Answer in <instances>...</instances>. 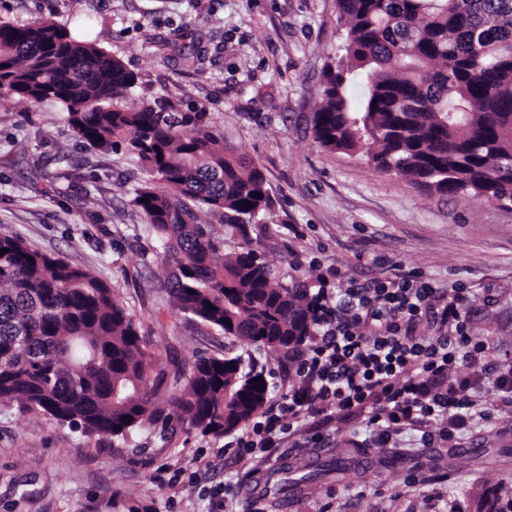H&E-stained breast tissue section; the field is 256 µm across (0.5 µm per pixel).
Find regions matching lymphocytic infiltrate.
<instances>
[{
	"label": "lymphocytic infiltrate",
	"mask_w": 512,
	"mask_h": 512,
	"mask_svg": "<svg viewBox=\"0 0 512 512\" xmlns=\"http://www.w3.org/2000/svg\"><path fill=\"white\" fill-rule=\"evenodd\" d=\"M319 278L314 333L287 359L295 383L231 452L278 448L302 430L309 443H328L319 425L330 414L364 416L381 443L412 430L423 447L441 440L453 448L474 417L512 414V354L470 336L466 288L405 274L346 285L335 267Z\"/></svg>",
	"instance_id": "obj_1"
}]
</instances>
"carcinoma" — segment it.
Returning <instances> with one entry per match:
<instances>
[{
  "label": "carcinoma",
  "mask_w": 512,
  "mask_h": 512,
  "mask_svg": "<svg viewBox=\"0 0 512 512\" xmlns=\"http://www.w3.org/2000/svg\"><path fill=\"white\" fill-rule=\"evenodd\" d=\"M344 54L325 73L312 120L326 150L367 157L384 173L445 195L512 203V0H337ZM366 91L355 103L348 88ZM138 75L55 23L0 21V92L67 113L79 142L124 148L145 177L131 203L163 242L177 310L276 352L314 332V293L197 222L205 208L229 238H247L274 200L260 166L218 141L205 112L130 97ZM0 403L18 402L87 437L166 427L156 405L165 376L112 286L59 255L0 236ZM263 372L203 356L169 396L182 422L231 435L267 402ZM350 457L313 472L270 476L266 493L339 476Z\"/></svg>",
  "instance_id": "carcinoma-1"
}]
</instances>
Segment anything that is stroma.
<instances>
[{
	"instance_id": "stroma-1",
	"label": "stroma",
	"mask_w": 512,
	"mask_h": 512,
	"mask_svg": "<svg viewBox=\"0 0 512 512\" xmlns=\"http://www.w3.org/2000/svg\"><path fill=\"white\" fill-rule=\"evenodd\" d=\"M0 18L48 19L137 74L133 97L208 113L225 143L263 170L275 212L248 239L275 270L316 284L327 266L360 282L414 273L469 290L470 333L512 351V205L441 195L319 147L312 116L324 72L342 49L336 0H0ZM73 180L51 183L57 170ZM143 176L126 153L82 145L67 114L0 93V236L19 235L110 283L166 372L228 355L264 371L272 394L293 376L283 354L185 319L170 302V266L131 203ZM477 421L460 448L397 436L353 454L340 480L281 494L254 486L273 469L301 471L339 448L284 444L229 457L227 436L173 419L128 438L86 437L15 403H0V512H489L512 487V432ZM230 485L223 505L208 488Z\"/></svg>"
}]
</instances>
